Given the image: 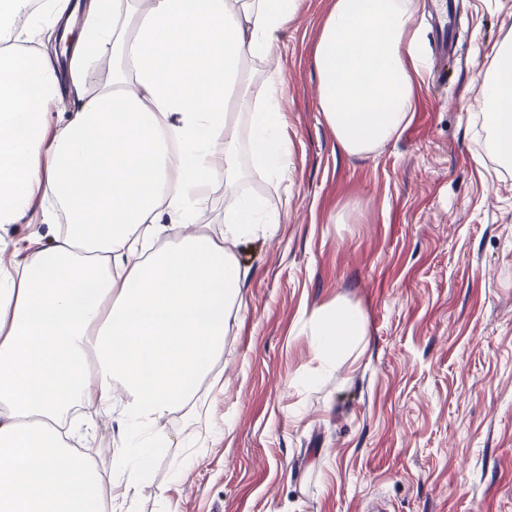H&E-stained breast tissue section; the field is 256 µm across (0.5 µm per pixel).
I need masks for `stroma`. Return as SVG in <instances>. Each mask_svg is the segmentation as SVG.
Instances as JSON below:
<instances>
[{
  "instance_id": "1",
  "label": "stroma",
  "mask_w": 512,
  "mask_h": 512,
  "mask_svg": "<svg viewBox=\"0 0 512 512\" xmlns=\"http://www.w3.org/2000/svg\"><path fill=\"white\" fill-rule=\"evenodd\" d=\"M334 0H300L273 57L287 180L241 153L239 193L285 210L234 249L243 307L197 387L217 437L182 405L137 512H512V165L498 161L478 77L512 45V0H454L456 52L428 65L407 125L345 152L317 107L314 51ZM344 301L365 334L319 374L306 325Z\"/></svg>"
}]
</instances>
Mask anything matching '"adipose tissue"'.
Instances as JSON below:
<instances>
[{
  "mask_svg": "<svg viewBox=\"0 0 512 512\" xmlns=\"http://www.w3.org/2000/svg\"><path fill=\"white\" fill-rule=\"evenodd\" d=\"M299 0H87L61 87L40 37L69 0H0V512H136V493L170 439L157 423L196 395L224 354L240 270L231 245L277 224L238 193L240 149L284 177L277 72L267 59ZM112 67L93 93L94 62ZM318 109L342 149L368 155L405 126L426 67L414 0H335L315 49ZM485 125L512 163V51L478 86ZM245 113L247 142L230 124ZM224 184V230L206 232ZM40 204L48 233L6 226ZM330 364L364 334L353 309L310 316ZM116 423L102 484L74 440Z\"/></svg>",
  "mask_w": 512,
  "mask_h": 512,
  "instance_id": "adipose-tissue-1",
  "label": "adipose tissue"
}]
</instances>
